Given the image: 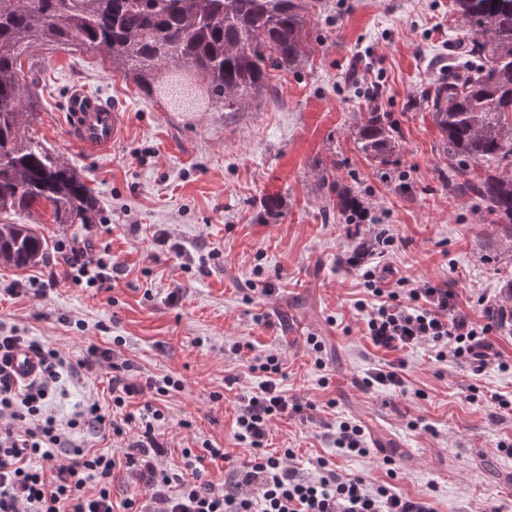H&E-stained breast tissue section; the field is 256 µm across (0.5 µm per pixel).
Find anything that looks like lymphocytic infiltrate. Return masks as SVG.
Masks as SVG:
<instances>
[{
  "instance_id": "obj_1",
  "label": "lymphocytic infiltrate",
  "mask_w": 512,
  "mask_h": 512,
  "mask_svg": "<svg viewBox=\"0 0 512 512\" xmlns=\"http://www.w3.org/2000/svg\"><path fill=\"white\" fill-rule=\"evenodd\" d=\"M58 249L68 255L73 281L87 287L112 289L123 273L122 266L78 243H62ZM361 277L374 298L373 303L356 304L364 335L374 348L395 355L369 372L366 387L403 389L402 354L420 343L431 345L439 361L463 359L481 369L499 360L488 338L490 325H478L458 309L455 289L405 278L390 289L372 269ZM18 349L40 363L38 375L25 382L16 380L9 367ZM102 367L111 371L108 390L118 416L106 417L94 402L59 420L52 400L64 375ZM134 369L131 360H119L110 347L91 346L73 363L33 337L15 331L0 335V512H437L428 497L342 476L324 458L300 464L290 451L281 457L264 453L272 418L302 411L280 390L282 367L272 354L258 357L262 379L254 392L237 401L236 438L253 449L252 458L221 489L200 477L206 458L227 457L208 441L201 451H183L191 479L168 473L161 467L167 450L158 433L164 414L135 400L149 390L168 395L182 384L169 376L141 380ZM87 433L124 440L128 446L118 457L86 448L77 438ZM120 464L149 487L148 500L132 496L114 504L112 484Z\"/></svg>"
}]
</instances>
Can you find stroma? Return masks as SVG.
<instances>
[{
	"label": "stroma",
	"mask_w": 512,
	"mask_h": 512,
	"mask_svg": "<svg viewBox=\"0 0 512 512\" xmlns=\"http://www.w3.org/2000/svg\"><path fill=\"white\" fill-rule=\"evenodd\" d=\"M306 30L303 61L273 72L272 91L242 112L174 111L98 48L37 47L24 57L37 79L27 135L84 174L101 219L56 224L47 207L27 217L48 249L25 268L0 263V321L72 362L120 336L142 375L181 380L180 391L156 401L168 472L184 473L182 449L206 440L230 455L201 465L215 487L250 458L235 438V403L257 385L252 355L274 352L281 390L305 411L272 421L268 452L328 458L342 476L429 496L437 512L512 504V455L499 447L512 443V412L498 406L512 402V326L492 324L501 361L483 371L436 361L422 343L405 355L404 391L363 384L388 356L363 334L356 303L373 297L362 269L452 285L459 309L480 325L511 275L492 215L448 190V155L427 99L458 63L463 25L453 0H315ZM78 87L127 114L110 153H84L68 136ZM374 107L387 113L396 142L384 163L357 144L360 116ZM327 177L361 197L367 220L337 210ZM269 196L276 210L265 208ZM159 230L187 253L160 246ZM384 235L393 246L359 257L363 241ZM73 239L123 266L114 288L65 279L57 244ZM32 282L43 295L29 291ZM18 285L22 293L11 294ZM237 341L248 350L230 353ZM106 386L103 372L67 379L55 407L68 415L94 399L111 413ZM343 420L364 427L369 455H336L328 431Z\"/></svg>",
	"instance_id": "35a3bbf8"
}]
</instances>
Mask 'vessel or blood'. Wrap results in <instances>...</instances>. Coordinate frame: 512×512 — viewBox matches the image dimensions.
<instances>
[{
	"mask_svg": "<svg viewBox=\"0 0 512 512\" xmlns=\"http://www.w3.org/2000/svg\"><path fill=\"white\" fill-rule=\"evenodd\" d=\"M69 137L84 150L92 153L111 151L125 123V115L102 103L85 90H74L69 108Z\"/></svg>",
	"mask_w": 512,
	"mask_h": 512,
	"instance_id": "b4317fda",
	"label": "vessel or blood"
}]
</instances>
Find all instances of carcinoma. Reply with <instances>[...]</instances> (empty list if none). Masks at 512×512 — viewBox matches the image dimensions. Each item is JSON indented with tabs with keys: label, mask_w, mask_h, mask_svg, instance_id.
I'll use <instances>...</instances> for the list:
<instances>
[{
	"label": "carcinoma",
	"mask_w": 512,
	"mask_h": 512,
	"mask_svg": "<svg viewBox=\"0 0 512 512\" xmlns=\"http://www.w3.org/2000/svg\"><path fill=\"white\" fill-rule=\"evenodd\" d=\"M470 38L469 64L429 94L448 148V187L473 195L495 216L512 264V0H453ZM312 0H0V215L43 204L55 224H94L99 205L82 174L26 138L34 113L22 56L33 47H99L147 96L189 112L199 94L240 112L265 94L270 70L307 54ZM187 71L197 85L185 82ZM359 149L384 159L395 151L387 113H363ZM352 214L364 203L336 192ZM45 241L29 224L0 220V262L24 268Z\"/></svg>",
	"instance_id": "obj_1"
}]
</instances>
